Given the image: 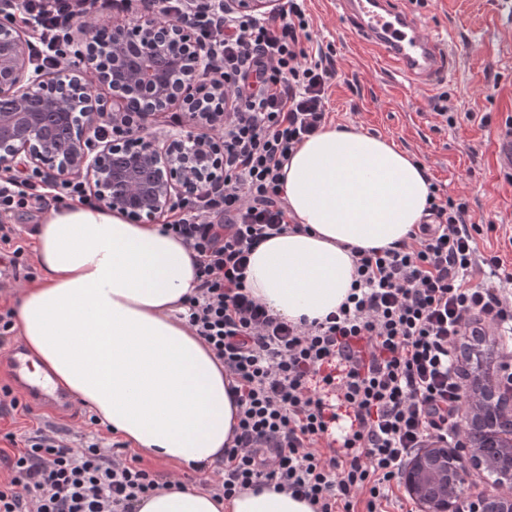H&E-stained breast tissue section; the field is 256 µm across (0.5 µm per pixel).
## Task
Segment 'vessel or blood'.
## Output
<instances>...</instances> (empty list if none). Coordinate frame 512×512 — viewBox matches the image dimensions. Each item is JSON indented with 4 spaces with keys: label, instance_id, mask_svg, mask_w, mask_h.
<instances>
[{
    "label": "vessel or blood",
    "instance_id": "vessel-or-blood-1",
    "mask_svg": "<svg viewBox=\"0 0 512 512\" xmlns=\"http://www.w3.org/2000/svg\"><path fill=\"white\" fill-rule=\"evenodd\" d=\"M344 16L354 24L358 36L395 62L400 75L432 85L437 78L453 72L457 56L441 34H420V21L396 0H339ZM8 371L12 383L36 403L57 410L70 406L42 377L32 375L21 349H13Z\"/></svg>",
    "mask_w": 512,
    "mask_h": 512
}]
</instances>
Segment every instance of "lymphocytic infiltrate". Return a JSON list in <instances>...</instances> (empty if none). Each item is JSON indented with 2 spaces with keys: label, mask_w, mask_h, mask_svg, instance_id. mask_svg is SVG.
I'll use <instances>...</instances> for the list:
<instances>
[{
  "label": "lymphocytic infiltrate",
  "mask_w": 512,
  "mask_h": 512,
  "mask_svg": "<svg viewBox=\"0 0 512 512\" xmlns=\"http://www.w3.org/2000/svg\"><path fill=\"white\" fill-rule=\"evenodd\" d=\"M21 9L39 28L29 45L37 67L74 54L67 34L88 0H23ZM306 27L299 0L267 18L197 16L198 39L233 85L224 183L163 230L196 254L186 320L235 381L238 426L215 470L218 491L267 486L313 512H388L417 449L461 436L456 343L472 320L512 335V267L480 250L483 227L466 202L433 191L407 240L353 248L351 291L324 320L295 324L253 298L251 253L292 228L282 166L327 125L335 65L310 52ZM39 189L21 173L0 182V253L10 267L24 248L8 219L41 201ZM7 439L15 448L0 449V512H135L161 486L119 442L76 447L64 431L42 429Z\"/></svg>",
  "instance_id": "1"
}]
</instances>
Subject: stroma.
<instances>
[{
    "label": "stroma",
    "mask_w": 512,
    "mask_h": 512,
    "mask_svg": "<svg viewBox=\"0 0 512 512\" xmlns=\"http://www.w3.org/2000/svg\"><path fill=\"white\" fill-rule=\"evenodd\" d=\"M402 8L442 31L458 55L452 75L431 87L398 75L372 53L342 16L336 0H305L315 47H331L336 76L329 90L331 121L392 139L421 163L442 195L463 199L476 223L493 225L481 248L500 250L512 234V174L499 162L496 136L512 119V5L503 0H399ZM447 94L455 114L447 123L433 111ZM90 410L31 404L0 413V436L44 426L74 436H97L111 446L115 434L91 424Z\"/></svg>",
    "instance_id": "stroma-1"
}]
</instances>
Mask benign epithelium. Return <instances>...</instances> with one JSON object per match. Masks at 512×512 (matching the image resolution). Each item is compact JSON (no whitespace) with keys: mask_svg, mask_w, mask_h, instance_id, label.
Segmentation results:
<instances>
[{"mask_svg":"<svg viewBox=\"0 0 512 512\" xmlns=\"http://www.w3.org/2000/svg\"><path fill=\"white\" fill-rule=\"evenodd\" d=\"M160 2L125 0L124 18L112 21L88 16L69 31L78 62L47 74L31 68L27 31L0 23L1 170L18 160L55 183L80 178L97 207L135 224H153L217 187L224 178L218 132L233 95L190 14L208 7L267 17L280 0H185L174 19L161 17ZM87 71L110 98L95 92ZM175 105L185 110L178 130L141 135L149 118ZM456 362L465 371L464 436L452 447L419 449L402 482L418 512H512V392L499 384L512 354L474 324ZM477 477L496 492L466 497Z\"/></svg>","mask_w":512,"mask_h":512,"instance_id":"benign-epithelium-1","label":"benign epithelium"}]
</instances>
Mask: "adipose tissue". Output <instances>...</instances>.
Returning <instances> with one entry per match:
<instances>
[{
  "label": "adipose tissue",
  "instance_id": "ef3b65f1",
  "mask_svg": "<svg viewBox=\"0 0 512 512\" xmlns=\"http://www.w3.org/2000/svg\"><path fill=\"white\" fill-rule=\"evenodd\" d=\"M282 196L297 232L250 256L247 285L292 321L322 319L353 282L352 248L407 239L425 216L421 164L387 138L328 125L283 165ZM41 277L21 288L15 320L35 373L89 405L114 433L156 460L210 468L237 423L222 363L187 325L198 284L194 252L157 224L87 204L50 209L36 236ZM137 512H312L269 488L230 499L160 490Z\"/></svg>",
  "mask_w": 512,
  "mask_h": 512
}]
</instances>
